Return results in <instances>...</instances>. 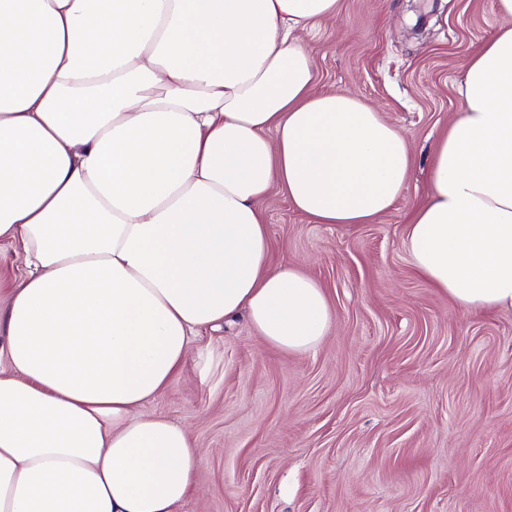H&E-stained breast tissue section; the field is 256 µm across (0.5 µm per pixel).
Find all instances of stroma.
Instances as JSON below:
<instances>
[{
  "label": "stroma",
  "instance_id": "1",
  "mask_svg": "<svg viewBox=\"0 0 512 512\" xmlns=\"http://www.w3.org/2000/svg\"><path fill=\"white\" fill-rule=\"evenodd\" d=\"M442 4L416 35L431 0H339L306 36L317 91L380 112L410 143V175L370 224L313 223L272 184V261L317 279L336 321L305 354L242 318L191 338L171 389L144 406L203 458L179 512H512V309L463 311L405 245L466 61L512 27L496 0Z\"/></svg>",
  "mask_w": 512,
  "mask_h": 512
}]
</instances>
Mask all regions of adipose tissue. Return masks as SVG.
<instances>
[{
	"mask_svg": "<svg viewBox=\"0 0 512 512\" xmlns=\"http://www.w3.org/2000/svg\"><path fill=\"white\" fill-rule=\"evenodd\" d=\"M338 0H0V512H177L201 458L143 405L200 330L246 316L315 350L321 284L271 264L269 188L369 224L411 167L358 97L316 93L301 32ZM407 226L416 272L466 311L512 307V28L466 65ZM20 249L14 245H2L0 246V293L1 297L3 291L8 290L12 287L13 278L19 276L23 267L18 255Z\"/></svg>",
	"mask_w": 512,
	"mask_h": 512,
	"instance_id": "1",
	"label": "adipose tissue"
}]
</instances>
